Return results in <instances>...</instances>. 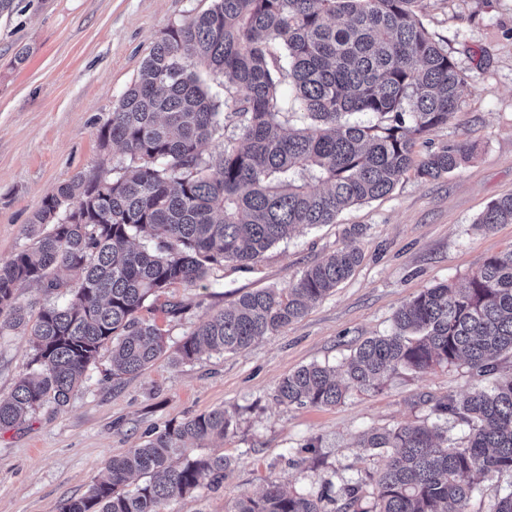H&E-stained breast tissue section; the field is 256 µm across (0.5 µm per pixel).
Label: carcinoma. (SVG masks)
<instances>
[{"label":"carcinoma","instance_id":"carcinoma-1","mask_svg":"<svg viewBox=\"0 0 512 512\" xmlns=\"http://www.w3.org/2000/svg\"><path fill=\"white\" fill-rule=\"evenodd\" d=\"M417 2L212 0L167 29L98 133L105 155L117 146L130 163L45 196L30 224L34 246L0 260V335L29 337L30 369L0 397V429L23 423L48 400L67 406L106 344L120 375L156 361L163 333L139 311L172 285L201 283L225 261H256L296 227L334 224L348 207L392 192L411 169L435 179L467 159L464 145L420 160L414 154L417 138L448 124L464 89ZM284 84L306 113L301 128L284 129ZM219 138L222 151L204 156L202 147ZM478 223L486 231L512 224V195L492 201ZM361 258L358 248H345L286 290L242 294L183 339L178 359L242 350L302 318ZM62 272L76 275L78 287L31 319L18 289L35 284L51 294L63 287ZM507 352L512 249L489 257L463 288L422 290L394 313L390 334L358 345L342 365L343 380L302 366L279 382L277 397L333 406L347 388L374 387L389 372L459 361L477 378L496 376L489 389L430 408L436 419L468 427L458 445L437 423L371 431L364 440L387 452L378 512H467L476 474H512V372L500 367ZM230 426L222 409L170 423L111 457L88 492L57 512H162L170 499L224 478V454L184 450L188 440L224 441ZM134 475L148 480L125 490ZM322 499L271 481L260 495L238 498L231 512H324ZM359 500L360 486L350 484L335 512H358Z\"/></svg>","mask_w":512,"mask_h":512}]
</instances>
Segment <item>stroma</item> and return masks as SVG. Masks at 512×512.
Returning <instances> with one entry per match:
<instances>
[{
  "label": "stroma",
  "instance_id": "35a3bbf8",
  "mask_svg": "<svg viewBox=\"0 0 512 512\" xmlns=\"http://www.w3.org/2000/svg\"><path fill=\"white\" fill-rule=\"evenodd\" d=\"M211 0H14L0 16V259L32 246L28 227L59 185L103 167L97 133L167 28ZM418 14L447 50L466 88L448 125L417 142V156L471 145L469 159L438 179L407 173L385 197L345 210L332 224L294 231L257 262L213 266L199 285L175 284L144 319L167 348L136 375L116 374L102 347L69 404L46 402L23 424L0 430V512H55L82 497L114 456L174 421L221 408L232 417L223 442L188 443L189 455L224 453L218 485L168 501L163 512H228L267 482L324 495L334 512L340 489L359 484L361 512L378 510L385 457L365 433L434 423L433 400L477 382L465 362L388 373L378 386L348 388L333 406L280 403L279 381L310 364L338 368L365 338L390 333L394 313L422 289L464 286L485 260L512 249V224L491 232L477 220L512 193V0H420ZM361 234H352L353 226ZM355 246L353 274L278 333L249 348L179 361L176 349L208 313L241 294L285 288L308 267ZM182 302L181 316L166 314ZM27 338H0V396L27 373ZM512 475L478 477L468 512H493Z\"/></svg>",
  "mask_w": 512,
  "mask_h": 512
}]
</instances>
